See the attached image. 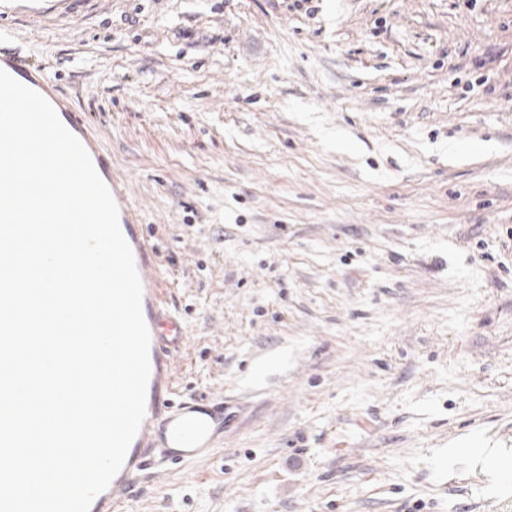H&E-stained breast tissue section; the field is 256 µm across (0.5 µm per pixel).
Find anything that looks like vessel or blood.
Instances as JSON below:
<instances>
[{"instance_id":"1","label":"vessel or blood","mask_w":512,"mask_h":512,"mask_svg":"<svg viewBox=\"0 0 512 512\" xmlns=\"http://www.w3.org/2000/svg\"><path fill=\"white\" fill-rule=\"evenodd\" d=\"M0 69L43 95L62 115L64 126L84 145L112 193L120 228L134 253L143 286V316L151 336L146 417L129 446L123 468L110 487L94 499L90 510L123 512L131 489L148 465L211 458L224 441L225 401L209 396L173 398V355L186 332L161 299L157 254L147 240L140 210L125 181L112 170V158L104 151L97 129L75 111L67 93L45 68L32 65L14 46L12 32L4 28H0Z\"/></svg>"}]
</instances>
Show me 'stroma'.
Segmentation results:
<instances>
[{
	"instance_id": "obj_1",
	"label": "stroma",
	"mask_w": 512,
	"mask_h": 512,
	"mask_svg": "<svg viewBox=\"0 0 512 512\" xmlns=\"http://www.w3.org/2000/svg\"><path fill=\"white\" fill-rule=\"evenodd\" d=\"M1 26L129 183L178 394L241 408L132 512H512V0H0Z\"/></svg>"
}]
</instances>
